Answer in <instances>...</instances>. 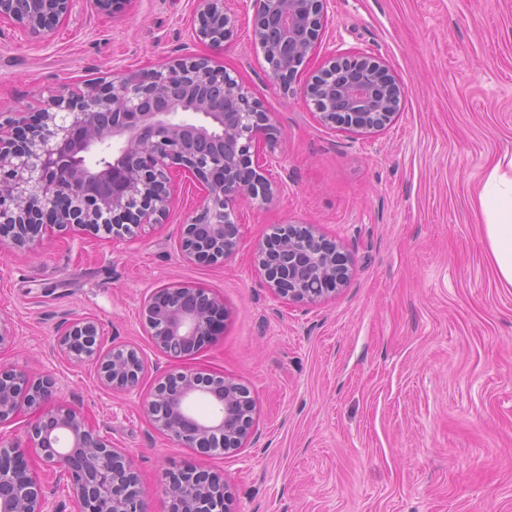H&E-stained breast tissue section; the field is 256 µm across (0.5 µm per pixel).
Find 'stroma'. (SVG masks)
<instances>
[{
    "label": "stroma",
    "mask_w": 512,
    "mask_h": 512,
    "mask_svg": "<svg viewBox=\"0 0 512 512\" xmlns=\"http://www.w3.org/2000/svg\"><path fill=\"white\" fill-rule=\"evenodd\" d=\"M232 36L215 59L278 130L281 183L242 200L244 241L212 265L180 253L199 194L173 175L165 223L129 244L106 234L47 238L0 255V364L57 380L101 435L133 460L149 512H167L165 470L223 474L229 512H512V290L492 275L476 192L512 155V0H334L322 44L283 88L252 37L253 0H224ZM201 0H127L117 14L76 0L39 39L0 20V122L64 84L83 87L211 53L194 31ZM384 61L406 89L381 131L319 123L302 94L333 52ZM280 224H315L352 261L345 288L288 302L253 247ZM192 283L224 298V334L194 367L255 402L245 448L202 457L155 430L141 402L173 364L141 320L143 296ZM89 317L104 346L130 345L138 389L102 388L93 364L62 359L60 325Z\"/></svg>",
    "instance_id": "35a3bbf8"
}]
</instances>
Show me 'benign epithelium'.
Here are the masks:
<instances>
[{"instance_id": "7a95c632", "label": "benign epithelium", "mask_w": 512, "mask_h": 512, "mask_svg": "<svg viewBox=\"0 0 512 512\" xmlns=\"http://www.w3.org/2000/svg\"><path fill=\"white\" fill-rule=\"evenodd\" d=\"M74 0H0V19L30 37L67 19ZM328 0H254L253 36L273 73L289 85L315 51ZM197 37L215 51L231 35L224 0H203ZM304 95L323 125L379 131L400 110L405 88L387 65L366 53H341L313 76ZM275 138L266 112L208 56H192L120 80L77 90L64 84L44 107L0 123V253L32 251L44 237L73 229L103 230L130 242L144 224L169 213L171 175L196 182L201 200L181 227V253L214 264L242 243L235 203L248 196L268 203L280 185L266 177L276 157L260 154ZM268 288L278 297L314 303L348 283L344 247L314 224H284L255 245ZM142 316L155 350L191 359L221 334L224 298L177 284L145 297ZM57 353L91 361L112 392L138 388L145 362L137 349L102 346L88 318L65 322ZM208 403L199 415L193 405ZM29 409L27 443L0 435V512H57L33 473L34 460L66 478L80 512H147L137 469L112 447L85 414L57 399L55 379L33 378L0 364V427ZM152 425L199 456L232 454L252 434L255 404L235 380L190 366L160 375L144 402ZM169 512H224V476L183 467L164 472Z\"/></svg>"}]
</instances>
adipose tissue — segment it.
<instances>
[{"mask_svg": "<svg viewBox=\"0 0 512 512\" xmlns=\"http://www.w3.org/2000/svg\"><path fill=\"white\" fill-rule=\"evenodd\" d=\"M492 272L512 288V157L491 164L477 191Z\"/></svg>", "mask_w": 512, "mask_h": 512, "instance_id": "obj_1", "label": "adipose tissue"}]
</instances>
